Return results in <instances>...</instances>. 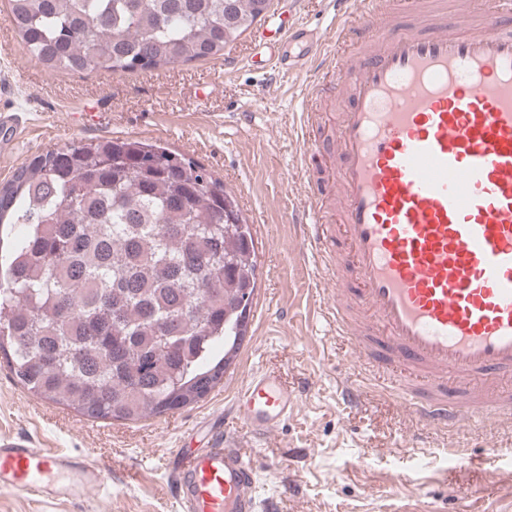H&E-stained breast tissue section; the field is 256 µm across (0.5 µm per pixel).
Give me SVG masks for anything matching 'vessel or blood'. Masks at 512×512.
<instances>
[{"label": "vessel or blood", "mask_w": 512, "mask_h": 512, "mask_svg": "<svg viewBox=\"0 0 512 512\" xmlns=\"http://www.w3.org/2000/svg\"><path fill=\"white\" fill-rule=\"evenodd\" d=\"M495 4L411 0L396 27L382 0H336L329 35L296 16L255 42L275 67L327 71L347 99L331 181L307 182L300 256L329 285L322 311L351 365L392 373L390 395L429 429L512 422V0ZM321 91L303 92L306 162ZM298 403L274 373L245 380L206 447L177 450L179 512H259L251 453L230 431L272 434ZM103 484L85 458L0 438V489L65 503Z\"/></svg>", "instance_id": "b4317fda"}]
</instances>
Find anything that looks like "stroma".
<instances>
[{"label": "stroma", "mask_w": 512, "mask_h": 512, "mask_svg": "<svg viewBox=\"0 0 512 512\" xmlns=\"http://www.w3.org/2000/svg\"><path fill=\"white\" fill-rule=\"evenodd\" d=\"M271 14H299L329 31L332 0H272ZM0 0V112L24 122L0 158V184L35 155L92 137L149 139L203 165L237 197L253 226L257 284L248 333L223 380L206 397L139 422L90 421L32 395L0 365V437L85 456L109 474L102 498L62 505L0 490V512H178L168 462L201 445L199 428L230 407L237 386L273 371L299 394L276 432L237 430L257 471L255 494L272 512H512V425L424 429L382 382L357 373L349 348L324 319L320 284L296 255L306 203L299 150L300 90L311 75L274 78L253 58L247 30L223 59L124 75L56 73L27 51ZM105 121L85 127L88 103ZM354 400L342 401L345 385ZM416 447H407L408 439ZM464 458H457L456 449Z\"/></svg>", "instance_id": "obj_1"}]
</instances>
